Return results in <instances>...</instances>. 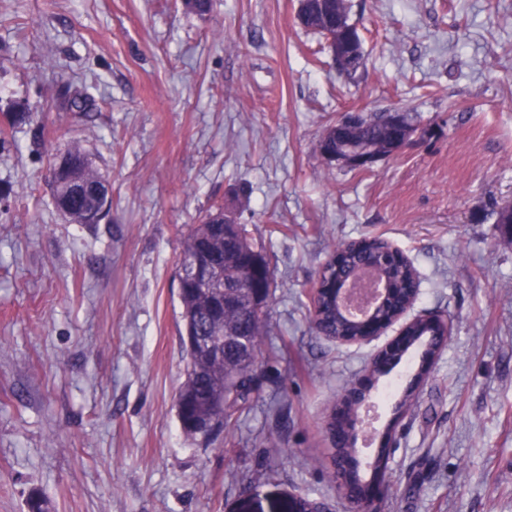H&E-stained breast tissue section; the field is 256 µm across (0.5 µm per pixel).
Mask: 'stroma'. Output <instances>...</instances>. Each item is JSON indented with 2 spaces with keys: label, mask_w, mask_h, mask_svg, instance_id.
Here are the masks:
<instances>
[{
  "label": "stroma",
  "mask_w": 512,
  "mask_h": 512,
  "mask_svg": "<svg viewBox=\"0 0 512 512\" xmlns=\"http://www.w3.org/2000/svg\"><path fill=\"white\" fill-rule=\"evenodd\" d=\"M299 0H0V512H345L326 420L367 346L311 327L340 245L380 238L415 268L414 314L453 322L408 411L420 350L360 408L361 460L394 424L382 512H512V0H348L365 65L338 71ZM87 92L64 112L61 86ZM399 107L425 134L367 170L327 164L344 113ZM81 145L112 187L97 224L53 205ZM234 203L274 272L256 386L233 428L184 436L177 259Z\"/></svg>",
  "instance_id": "stroma-1"
}]
</instances>
